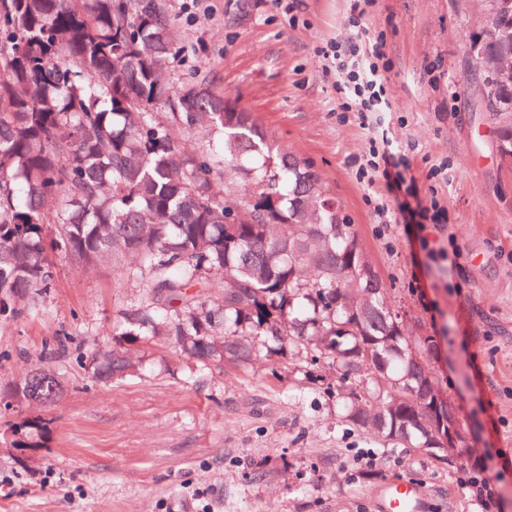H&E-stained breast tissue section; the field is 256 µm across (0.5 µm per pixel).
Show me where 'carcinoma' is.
Returning <instances> with one entry per match:
<instances>
[{
  "mask_svg": "<svg viewBox=\"0 0 512 512\" xmlns=\"http://www.w3.org/2000/svg\"><path fill=\"white\" fill-rule=\"evenodd\" d=\"M175 27L165 0H0V316L50 287L53 254L110 262L148 293L113 322L96 380L134 375L159 338L201 365L286 351L297 372L334 370L344 418L374 444L446 458L431 337L407 333L306 161L208 85H170ZM464 67L512 167V0H480ZM59 388L44 367L0 398ZM43 431L32 419L10 446Z\"/></svg>",
  "mask_w": 512,
  "mask_h": 512,
  "instance_id": "carcinoma-1",
  "label": "carcinoma"
}]
</instances>
